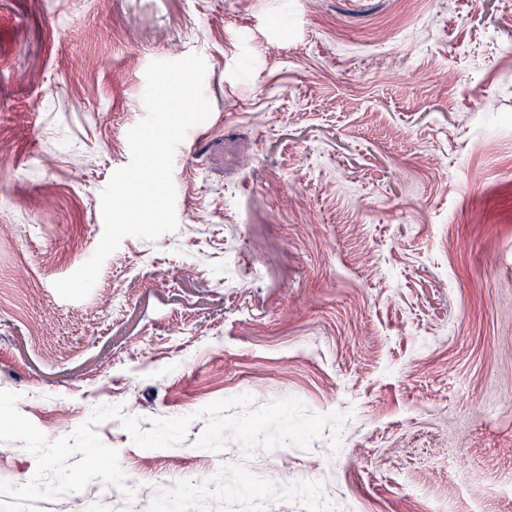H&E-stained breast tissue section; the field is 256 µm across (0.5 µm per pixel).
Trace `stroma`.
Instances as JSON below:
<instances>
[{
  "label": "stroma",
  "instance_id": "35a3bbf8",
  "mask_svg": "<svg viewBox=\"0 0 512 512\" xmlns=\"http://www.w3.org/2000/svg\"><path fill=\"white\" fill-rule=\"evenodd\" d=\"M203 57L176 231L87 298L150 62ZM0 389L55 440L241 394L346 420L339 449H163L98 424L134 493L72 512H512V0H0ZM22 442L0 480H31ZM250 492L228 493L239 477Z\"/></svg>",
  "mask_w": 512,
  "mask_h": 512
}]
</instances>
